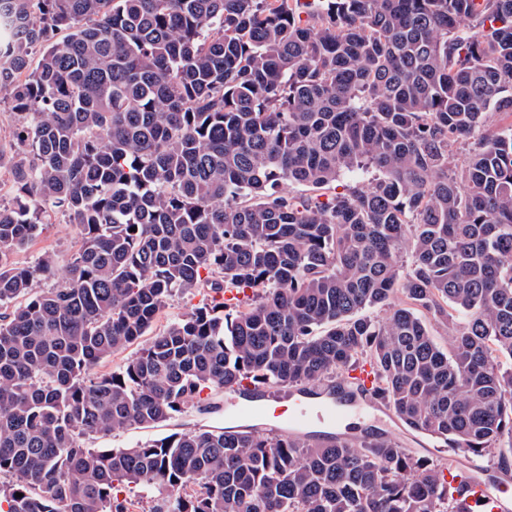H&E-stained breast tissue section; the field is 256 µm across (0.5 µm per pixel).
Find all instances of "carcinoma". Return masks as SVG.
Returning a JSON list of instances; mask_svg holds the SVG:
<instances>
[{"label":"carcinoma","instance_id":"carcinoma-1","mask_svg":"<svg viewBox=\"0 0 512 512\" xmlns=\"http://www.w3.org/2000/svg\"><path fill=\"white\" fill-rule=\"evenodd\" d=\"M299 7L0 0L19 20L0 28V512H127L130 485L166 490L152 512H484L448 492L462 473L382 433L84 445L206 391L365 364L406 426L512 466V125L486 128L512 117V0H316L309 24ZM359 169L375 177L324 198L284 188ZM50 210L81 239L61 278L50 256L9 261ZM203 293H177L169 302L168 307L158 315L153 328L148 335L143 336L138 344L127 347L124 350L114 353L111 357L101 361L94 369L97 375L110 374L123 366L129 359L142 348L154 334L166 328L170 320L191 312L201 303Z\"/></svg>","mask_w":512,"mask_h":512}]
</instances>
